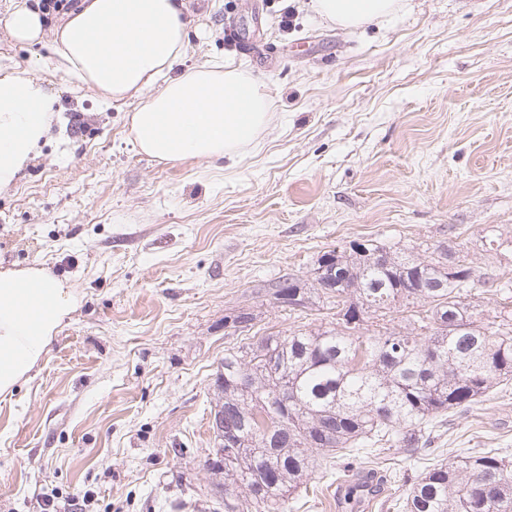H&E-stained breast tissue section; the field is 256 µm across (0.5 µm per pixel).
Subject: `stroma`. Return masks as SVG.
I'll return each instance as SVG.
<instances>
[{"label":"stroma","mask_w":512,"mask_h":512,"mask_svg":"<svg viewBox=\"0 0 512 512\" xmlns=\"http://www.w3.org/2000/svg\"><path fill=\"white\" fill-rule=\"evenodd\" d=\"M0 0V65L31 70L61 133L0 189V268L38 265L80 302L42 362L0 397V512H210L214 374L253 313L262 334L320 323L327 306H279L268 288L310 283L333 247L371 240L422 258L463 249L481 317L512 290V0H401L348 31L308 0H185L173 69L231 61L273 102L257 151L237 164L138 152L131 98L102 107L43 45L17 43ZM291 11L290 26L281 23ZM238 15L256 39H224ZM415 458L372 455L314 470L287 512H402L404 481L475 448L512 453V384L429 425Z\"/></svg>","instance_id":"obj_1"}]
</instances>
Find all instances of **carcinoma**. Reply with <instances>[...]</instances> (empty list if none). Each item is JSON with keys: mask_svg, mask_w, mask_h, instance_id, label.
I'll use <instances>...</instances> for the list:
<instances>
[{"mask_svg": "<svg viewBox=\"0 0 512 512\" xmlns=\"http://www.w3.org/2000/svg\"><path fill=\"white\" fill-rule=\"evenodd\" d=\"M473 284L461 249L426 260L374 243L323 252L309 288L289 279L298 306L315 293L336 312L316 328L225 350L215 407L233 445L215 441L206 462L224 512H286L309 472L368 443L417 454L430 421L511 382L512 321L478 320L467 302ZM395 313L413 328L396 329ZM478 474L493 486L488 497ZM403 502V512H512V457L455 455L411 483Z\"/></svg>", "mask_w": 512, "mask_h": 512, "instance_id": "carcinoma-1", "label": "carcinoma"}]
</instances>
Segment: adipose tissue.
Listing matches in <instances>:
<instances>
[{
	"instance_id": "1",
	"label": "adipose tissue",
	"mask_w": 512,
	"mask_h": 512,
	"mask_svg": "<svg viewBox=\"0 0 512 512\" xmlns=\"http://www.w3.org/2000/svg\"><path fill=\"white\" fill-rule=\"evenodd\" d=\"M184 7L183 0H82L53 32L57 61L104 105L140 97L131 132L141 153L161 161L243 156L270 124L266 84L225 63L171 76L188 42ZM308 8L350 30L384 21L399 2L308 0ZM58 123L55 98L28 70L0 75V187L19 179ZM77 305L72 285L44 270L0 271V395L36 367Z\"/></svg>"
}]
</instances>
